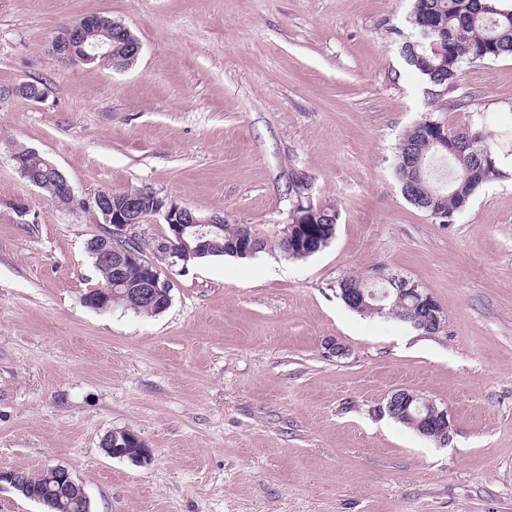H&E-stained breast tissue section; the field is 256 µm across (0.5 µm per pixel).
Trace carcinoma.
Listing matches in <instances>:
<instances>
[{
  "label": "carcinoma",
  "instance_id": "obj_1",
  "mask_svg": "<svg viewBox=\"0 0 512 512\" xmlns=\"http://www.w3.org/2000/svg\"><path fill=\"white\" fill-rule=\"evenodd\" d=\"M408 23L414 36V47H402L408 65L434 86H451L456 82L464 63L495 61L512 57V8L500 5L499 0H413ZM437 28L435 34L425 37V24ZM446 135L462 153L467 164L479 168L481 178L473 181L464 177L462 163L448 162L441 157L434 139ZM497 134L483 123L475 121L463 129L450 126L441 119L423 117L403 133L393 157L394 174L405 189L423 184L428 192L424 197L412 194L404 199L421 211H437L451 224L470 205L476 192L487 183L505 176L501 169L502 152ZM304 213L306 224H288L279 241L280 250L294 259L302 258L301 248L312 244L323 250L334 238L338 220L337 210L309 204L299 205L293 213ZM243 225L224 223L211 228L210 237L224 242V255L245 257L242 237ZM100 274L99 288H111V305L123 304L137 313L156 315L149 305L112 282V272L105 266H96ZM400 276L382 273L375 283L363 276L345 277L336 284L339 298L350 310L369 317H380L374 310L357 309L348 301L349 295L359 289L379 291L393 289ZM23 482L17 491L27 499L40 504L44 512H88L90 502L65 487L49 468L38 474L23 473Z\"/></svg>",
  "mask_w": 512,
  "mask_h": 512
}]
</instances>
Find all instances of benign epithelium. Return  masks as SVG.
Masks as SVG:
<instances>
[{
  "label": "benign epithelium",
  "instance_id": "1",
  "mask_svg": "<svg viewBox=\"0 0 512 512\" xmlns=\"http://www.w3.org/2000/svg\"><path fill=\"white\" fill-rule=\"evenodd\" d=\"M51 52L57 59L71 63L90 64L109 59L113 68L122 70L130 68L136 61L141 45L124 24L100 15L93 18L87 15L58 31L52 40ZM11 158L22 177L42 190H52L55 204L68 207L75 201L72 185L54 163H48V169L53 172V181L49 183L33 172L26 152L16 150ZM92 207L97 212L99 222L106 226V232L90 239L87 249L97 264L111 269L112 277L118 282L125 279L130 269L138 268L140 279L134 291L159 309L165 310L170 305L173 283L161 278L159 266L146 256L143 246L133 235V229L146 216L158 215L168 225L169 234L152 247L156 256L176 258L186 265L192 258L219 253L224 249V245L208 237V233L202 230L206 225L222 224L224 219L199 216L148 188L102 190L94 196ZM406 295L415 296L421 303V316L415 318L416 322L433 335L444 330L445 312L428 289L404 277L400 281V288L396 289L395 303H400ZM109 298L110 291L101 289L97 295L83 298V302L94 310L106 311L110 309ZM412 406L425 413L416 422V432L427 440L447 444L454 430L448 408L409 389H398L388 397L385 411L392 416Z\"/></svg>",
  "mask_w": 512,
  "mask_h": 512
}]
</instances>
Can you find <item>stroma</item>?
<instances>
[{
	"label": "stroma",
	"mask_w": 512,
	"mask_h": 512,
	"mask_svg": "<svg viewBox=\"0 0 512 512\" xmlns=\"http://www.w3.org/2000/svg\"><path fill=\"white\" fill-rule=\"evenodd\" d=\"M410 7L0 0V468L65 466L91 512H512V139L507 177L451 224L393 172L422 117L512 128V58L430 85L401 53ZM95 13L140 41L130 69L52 55L60 27ZM34 81L43 101L13 94ZM14 148L56 164L76 205L23 178ZM135 187L266 248L162 260L174 288L158 315L91 309L86 246L103 226L87 203ZM309 201L337 209L336 234L288 258L276 243ZM376 267L428 288L445 330L347 308L338 280ZM400 388L448 407V444L384 413ZM116 429L150 461L108 457Z\"/></svg>",
	"instance_id": "obj_1"
}]
</instances>
